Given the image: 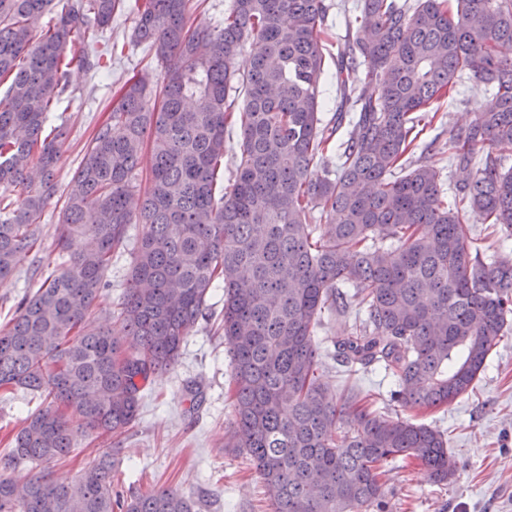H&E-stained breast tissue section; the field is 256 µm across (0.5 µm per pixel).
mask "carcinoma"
Segmentation results:
<instances>
[{"label":"carcinoma","mask_w":512,"mask_h":512,"mask_svg":"<svg viewBox=\"0 0 512 512\" xmlns=\"http://www.w3.org/2000/svg\"><path fill=\"white\" fill-rule=\"evenodd\" d=\"M52 4L0 0V77H11L0 97V283L42 235L47 205L62 201L58 272L0 329V390L43 398L8 438L0 512H195L192 497L169 489L113 497L111 448L73 481L52 479L47 465L93 435L129 430L214 288L224 289L233 382L224 447L251 462L272 512L380 510L400 459L449 481L456 459L441 430L321 387L315 333L324 313L353 310L336 360L353 374L378 369L390 400L431 411L473 391L512 332V258L480 254L467 226L476 213L512 237V166L494 153L512 147V59L499 55L512 43V0H360L334 58L331 123L321 116L325 0H233L213 29L188 24L193 0H141L135 38L163 82L152 94L138 80L123 85L62 191L67 127H47L49 107L67 94L71 66L102 68L107 52L85 33L109 27L124 0H63L54 26L34 34ZM248 39L257 49L239 73ZM470 77L488 102L448 139V160L469 174L447 197L440 171L411 158L440 101ZM233 89L244 94L242 139L218 196ZM329 154L336 171L309 179ZM324 214L335 224L322 235ZM136 223L149 232L131 246ZM128 248V286L112 312L126 349L92 306ZM25 464L38 471L15 476Z\"/></svg>","instance_id":"cac0c4a2"}]
</instances>
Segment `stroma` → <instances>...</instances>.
Returning a JSON list of instances; mask_svg holds the SVG:
<instances>
[{
	"label": "stroma",
	"instance_id": "1",
	"mask_svg": "<svg viewBox=\"0 0 512 512\" xmlns=\"http://www.w3.org/2000/svg\"><path fill=\"white\" fill-rule=\"evenodd\" d=\"M136 20L135 0H126L111 29L102 34L115 45L106 68L97 73L72 68L69 93L52 108L53 124L63 123L68 129L58 162L59 186H66L83 162L87 145L107 121L123 82L139 78L151 88L162 82L163 72L145 45L132 39ZM486 101L485 91L468 81L455 101L441 102L433 127L419 139L424 161L447 168L443 144L467 128ZM58 212V206L48 205L39 249L23 253L16 274L0 283L1 324L13 316L21 297L48 276L46 263L56 255L52 226ZM131 266V254L113 257L107 284L93 305L96 318H109ZM207 304L209 318L200 320L187 336L177 363L155 377L134 426L122 436L112 489L126 496L153 488L176 490L193 497L197 512H270L262 484L245 457L224 445L234 416L228 395L231 368L219 326L223 290L212 291ZM352 321V313H328L316 332L322 347L319 381L334 393L350 385L374 389L381 380L372 369L348 375L332 357L330 341L346 336ZM191 385L199 386L202 406L189 417L186 389ZM40 404V398L24 390L0 397V457L6 453L7 433L17 430ZM412 418L445 433L458 469L442 485L432 483L422 467L394 469L384 512H512V335L497 348L474 392L436 411L413 413Z\"/></svg>",
	"mask_w": 512,
	"mask_h": 512
}]
</instances>
